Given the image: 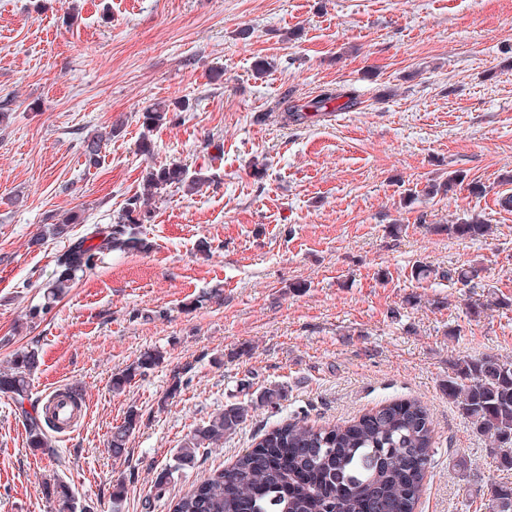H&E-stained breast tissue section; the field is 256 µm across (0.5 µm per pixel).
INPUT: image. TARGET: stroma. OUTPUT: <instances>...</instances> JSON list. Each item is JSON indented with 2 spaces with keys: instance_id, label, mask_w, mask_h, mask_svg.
<instances>
[{
  "instance_id": "35a3bbf8",
  "label": "stroma",
  "mask_w": 512,
  "mask_h": 512,
  "mask_svg": "<svg viewBox=\"0 0 512 512\" xmlns=\"http://www.w3.org/2000/svg\"><path fill=\"white\" fill-rule=\"evenodd\" d=\"M327 88L357 106L284 119L281 102ZM159 101L171 120L145 132ZM1 103L0 370L38 349L33 398L74 387L86 407L53 434V459L31 452L0 395V512H50L53 477L90 512H170L278 422L350 421L395 398L433 421L416 512H488L492 484L512 482L447 389L458 358H512V304H486L512 301V0H0ZM111 125L87 166L84 138ZM174 161L207 182L142 208L148 250L103 256L30 319L65 246L33 244L43 225L72 211L77 236L112 223L146 168ZM456 171L453 192L427 196ZM474 213L490 235H448ZM421 265L480 275L420 280ZM153 349L163 361L114 393L113 374ZM273 385L281 405L200 449L154 499L194 428ZM132 408L140 426L113 458L110 432Z\"/></svg>"
}]
</instances>
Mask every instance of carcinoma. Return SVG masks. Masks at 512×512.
<instances>
[{
    "label": "carcinoma",
    "instance_id": "cac0c4a2",
    "mask_svg": "<svg viewBox=\"0 0 512 512\" xmlns=\"http://www.w3.org/2000/svg\"><path fill=\"white\" fill-rule=\"evenodd\" d=\"M344 94L332 88L302 106H282L284 117L300 121L304 109L325 112ZM169 106L155 103L143 113V126L152 131L167 123ZM112 132L99 133L84 141L85 162L100 163L103 139ZM202 178L189 175L184 165L172 162L149 168L144 177L155 194L169 187L194 192ZM140 204L134 196L128 209L113 224H95L70 242L56 257L54 279L47 286L46 305L63 289L91 268L100 257L113 251H144L145 239L135 231L132 213ZM84 221L74 212L59 224H49L45 233L70 237L71 225ZM461 238L483 237L491 225L480 215L446 227ZM415 276H433L468 286L478 278L474 267L438 272L420 266ZM163 359L157 350H147L125 370L112 376V392H122L137 375H144ZM40 366L39 353L26 349L14 354L8 369L0 372V393L11 398L23 418L28 448L35 453L58 457L49 430L55 427L47 412L32 402L30 377ZM281 387L262 390L247 402H231L224 410L191 432L177 450L175 465L158 472L153 481L154 496H163L173 473L194 463L199 449L226 435L234 434L251 413L260 407H275L285 399ZM448 397L453 399L473 428L490 438L499 462L512 468V360L499 357L462 358L454 377L448 379ZM30 408H25V404ZM140 424L139 413L131 409L122 424L112 428L108 450L120 459L127 442ZM430 413L420 402L396 399L386 402L353 421L315 428L302 419L276 425L252 448L237 455L228 468L201 480L179 497L172 512H415L434 457ZM52 512H87L72 488L58 478L45 482ZM489 512H512V484L499 483L491 489Z\"/></svg>",
    "mask_w": 512,
    "mask_h": 512
}]
</instances>
